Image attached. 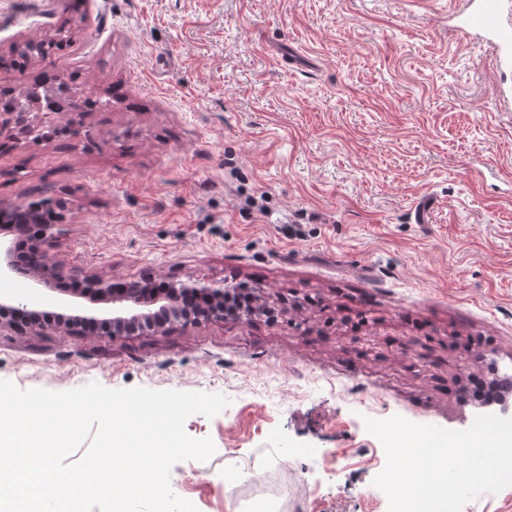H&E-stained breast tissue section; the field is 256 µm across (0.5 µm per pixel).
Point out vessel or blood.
<instances>
[{"instance_id":"obj_1","label":"vessel or blood","mask_w":512,"mask_h":512,"mask_svg":"<svg viewBox=\"0 0 512 512\" xmlns=\"http://www.w3.org/2000/svg\"><path fill=\"white\" fill-rule=\"evenodd\" d=\"M455 14L464 33L489 43L495 52L512 50V0H464Z\"/></svg>"}]
</instances>
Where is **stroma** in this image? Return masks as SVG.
<instances>
[{
	"mask_svg": "<svg viewBox=\"0 0 512 512\" xmlns=\"http://www.w3.org/2000/svg\"><path fill=\"white\" fill-rule=\"evenodd\" d=\"M450 0H0V87L107 108L0 151V209L49 201L64 276L249 288L274 317L116 339L0 328V379L225 395L173 465L198 512H388L366 419L467 429L512 371V66ZM67 27L47 60L23 43ZM0 299L111 303L0 278Z\"/></svg>",
	"mask_w": 512,
	"mask_h": 512,
	"instance_id": "1",
	"label": "stroma"
}]
</instances>
